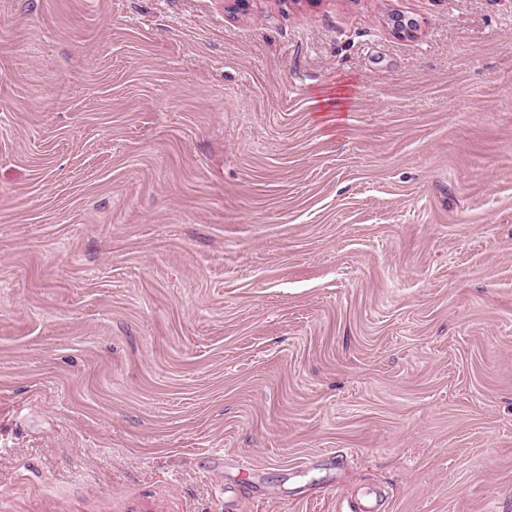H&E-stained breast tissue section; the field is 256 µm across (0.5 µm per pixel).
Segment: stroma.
<instances>
[{"instance_id": "obj_1", "label": "stroma", "mask_w": 512, "mask_h": 512, "mask_svg": "<svg viewBox=\"0 0 512 512\" xmlns=\"http://www.w3.org/2000/svg\"><path fill=\"white\" fill-rule=\"evenodd\" d=\"M371 485L512 512V0H0V512Z\"/></svg>"}]
</instances>
